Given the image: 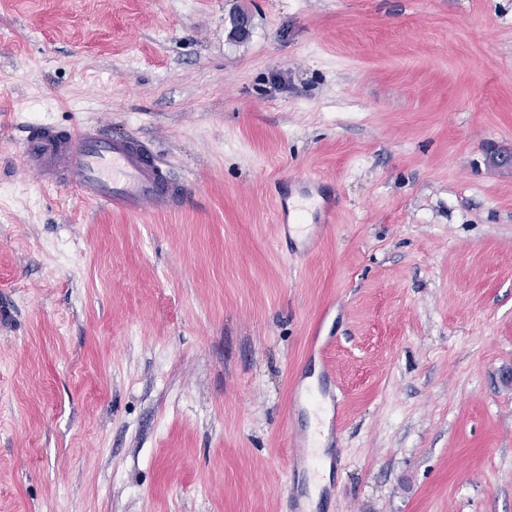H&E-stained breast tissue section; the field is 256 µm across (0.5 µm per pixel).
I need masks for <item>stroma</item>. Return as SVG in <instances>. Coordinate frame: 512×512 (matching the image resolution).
<instances>
[{
  "mask_svg": "<svg viewBox=\"0 0 512 512\" xmlns=\"http://www.w3.org/2000/svg\"><path fill=\"white\" fill-rule=\"evenodd\" d=\"M35 120L143 140L190 199L40 188ZM490 143L512 0H0V512H291L296 382L339 402L314 512H512Z\"/></svg>",
  "mask_w": 512,
  "mask_h": 512,
  "instance_id": "stroma-1",
  "label": "stroma"
}]
</instances>
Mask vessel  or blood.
Masks as SVG:
<instances>
[{"instance_id":"1","label":"vessel or blood","mask_w":512,"mask_h":512,"mask_svg":"<svg viewBox=\"0 0 512 512\" xmlns=\"http://www.w3.org/2000/svg\"><path fill=\"white\" fill-rule=\"evenodd\" d=\"M23 167L44 185L74 190L87 202L133 216L174 211L188 194L187 185L173 181L143 141L112 138L97 125L61 130L29 124ZM291 408H308L316 415L312 429L290 431L293 464L309 474L320 473L330 464L342 465V457L328 461L319 455L323 430L334 421L326 400L302 387L294 391Z\"/></svg>"}]
</instances>
